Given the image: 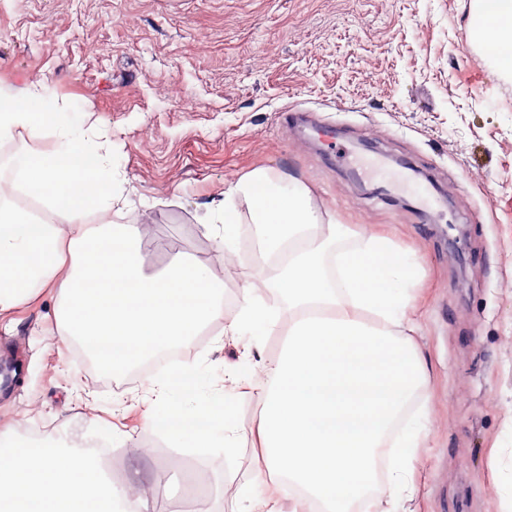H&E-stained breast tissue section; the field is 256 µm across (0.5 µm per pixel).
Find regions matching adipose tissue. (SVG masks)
I'll list each match as a JSON object with an SVG mask.
<instances>
[{"label":"adipose tissue","mask_w":512,"mask_h":512,"mask_svg":"<svg viewBox=\"0 0 512 512\" xmlns=\"http://www.w3.org/2000/svg\"><path fill=\"white\" fill-rule=\"evenodd\" d=\"M473 34L497 71L512 75V0H472ZM48 133L56 148L31 155L21 173L27 188L63 212L69 228L32 222L0 205V313L44 289L57 290L56 318L66 343L90 354L109 344L107 369L152 347L197 335L216 321L246 340L240 362L225 372L223 389L186 361L167 377L148 380L152 403L144 419L171 441L202 448L214 443L233 454L240 431L238 397L261 404L253 434L259 460L252 483L238 495L249 512H281L267 489L291 481L302 493L294 512H351L377 480L380 448L393 444L383 500L374 512H412L410 479L427 439L426 414H406L425 393L424 362L412 338L416 325V268L388 235L337 223L316 207L308 187L258 169L230 182L216 223L231 242L235 200L249 206L260 262L288 251L274 297L243 289L232 316L224 314V283L201 262L147 272L135 248L138 228L88 224L87 207L109 213L112 166L99 132L82 113L51 112L42 84L0 88V136ZM348 249L325 254L329 243ZM283 348L264 358L263 339ZM207 409L209 423L188 420ZM0 506L20 512H74L76 504L106 502L112 512H146L145 501L96 477L78 448L51 442L28 446L0 434Z\"/></svg>","instance_id":"adipose-tissue-1"}]
</instances>
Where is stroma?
<instances>
[{"label":"stroma","mask_w":512,"mask_h":512,"mask_svg":"<svg viewBox=\"0 0 512 512\" xmlns=\"http://www.w3.org/2000/svg\"><path fill=\"white\" fill-rule=\"evenodd\" d=\"M45 81L60 112H81L112 158L110 219L139 225L151 271L203 262L227 300L266 287L248 209L230 249L207 228L225 182L269 168L307 185L344 224L385 228L420 270L415 318L429 375L416 512H501L512 502V77L486 60L470 0H0V82ZM55 141L0 139L20 170ZM46 291L0 315V428L61 441L105 429L120 478L149 512H169L193 478L204 512H227L253 480L244 402L235 455L173 468L150 442L142 377L81 362ZM222 323L190 357L213 385L235 359Z\"/></svg>","instance_id":"stroma-1"}]
</instances>
